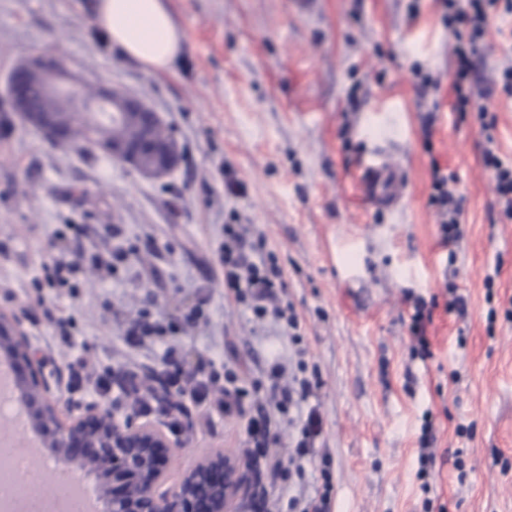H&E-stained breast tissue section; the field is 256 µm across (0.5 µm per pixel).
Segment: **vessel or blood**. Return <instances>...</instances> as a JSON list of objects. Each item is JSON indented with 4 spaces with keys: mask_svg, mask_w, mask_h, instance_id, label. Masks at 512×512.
<instances>
[{
    "mask_svg": "<svg viewBox=\"0 0 512 512\" xmlns=\"http://www.w3.org/2000/svg\"><path fill=\"white\" fill-rule=\"evenodd\" d=\"M406 184L404 167L383 153L366 162L357 179L360 193L379 209L397 207L405 196Z\"/></svg>",
    "mask_w": 512,
    "mask_h": 512,
    "instance_id": "obj_1",
    "label": "vessel or blood"
}]
</instances>
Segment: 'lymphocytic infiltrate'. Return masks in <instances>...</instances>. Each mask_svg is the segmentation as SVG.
I'll use <instances>...</instances> for the list:
<instances>
[{"label": "lymphocytic infiltrate", "mask_w": 512, "mask_h": 512, "mask_svg": "<svg viewBox=\"0 0 512 512\" xmlns=\"http://www.w3.org/2000/svg\"><path fill=\"white\" fill-rule=\"evenodd\" d=\"M441 6L445 19L456 27L457 69L452 90L454 107L463 112L473 96L468 77L480 51V40L492 19L512 13V0H441ZM431 188L429 201L440 216V240L446 247H455L462 236L460 215L464 198L451 187L448 175L437 165L432 168ZM81 231L89 238L105 239L106 244L101 248L90 247L76 256L67 232L55 231L53 251L42 270L49 285L55 287L57 297L76 295L77 275L83 270L113 280L128 270L133 284H160L157 269L135 266L133 251L118 227L85 224ZM217 272L224 279L227 298L247 308L254 319L273 322L292 342H299V316L284 298V269L276 254L267 250L264 239L253 236L249 225H225L224 241L218 248ZM114 316L122 322L130 348L150 351L156 345H164L162 363L167 371L168 400L160 411L171 416L170 427L174 432L189 436L194 429L211 427L215 420L246 417L244 445L269 449L271 467L281 480L272 494L275 512H331L330 486L310 494L292 495L286 485L290 473L304 475L322 429L321 418L309 402L318 399L323 381L318 371L309 370L305 350H297L294 365L276 357L257 375L244 360L221 368L203 355L188 362L181 347L172 343L171 338L180 327H195L206 321L202 307L178 315L157 314L147 307L133 313L118 308ZM301 408L306 416L292 449L280 447L281 423L292 410Z\"/></svg>", "instance_id": "1"}]
</instances>
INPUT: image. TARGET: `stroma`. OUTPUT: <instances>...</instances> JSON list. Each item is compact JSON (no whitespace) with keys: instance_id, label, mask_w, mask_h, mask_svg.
I'll return each mask as SVG.
<instances>
[{"instance_id":"obj_1","label":"stroma","mask_w":512,"mask_h":512,"mask_svg":"<svg viewBox=\"0 0 512 512\" xmlns=\"http://www.w3.org/2000/svg\"><path fill=\"white\" fill-rule=\"evenodd\" d=\"M96 0H0V103L20 59L50 53L93 86L142 98L173 128L183 154L150 179L95 152L55 147L16 121L0 124V310L24 313L46 373L64 357L45 315L50 289L34 279L66 224H115L165 284L155 311L203 303L205 324L183 347L216 366L261 370L295 345L213 283L228 224L251 225L277 253L300 319L307 359L324 386L319 409L333 512H512V221L495 205L483 161L482 120L512 159V96L496 19L481 39L475 106L452 111L457 39L436 0H166L182 51L166 71L124 60L91 24ZM440 79V90L423 76ZM431 135H424V126ZM377 146L406 170L400 207L376 209L356 174ZM456 175L463 238L439 244L429 204L431 166ZM74 336L97 368L117 372L127 352L113 305L138 310L146 289L82 278ZM454 286L466 317L436 308L431 355L414 356L404 289L424 298ZM431 419L436 464L419 471ZM242 422L195 432L173 456L171 479L202 453L242 455ZM462 449V469L448 461Z\"/></svg>"}]
</instances>
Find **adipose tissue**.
Returning a JSON list of instances; mask_svg holds the SVG:
<instances>
[{
    "label": "adipose tissue",
    "mask_w": 512,
    "mask_h": 512,
    "mask_svg": "<svg viewBox=\"0 0 512 512\" xmlns=\"http://www.w3.org/2000/svg\"><path fill=\"white\" fill-rule=\"evenodd\" d=\"M92 23L106 32L126 60L152 70L167 69L182 49L165 0H98Z\"/></svg>",
    "instance_id": "obj_1"
}]
</instances>
